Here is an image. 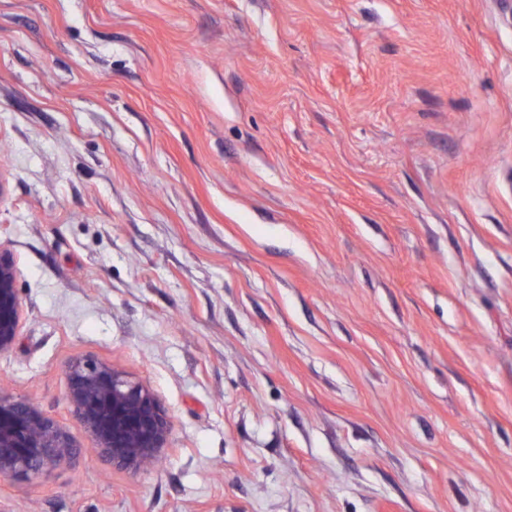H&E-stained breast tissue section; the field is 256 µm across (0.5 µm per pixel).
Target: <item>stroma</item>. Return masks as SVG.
I'll return each mask as SVG.
<instances>
[{"instance_id":"35a3bbf8","label":"stroma","mask_w":512,"mask_h":512,"mask_svg":"<svg viewBox=\"0 0 512 512\" xmlns=\"http://www.w3.org/2000/svg\"><path fill=\"white\" fill-rule=\"evenodd\" d=\"M512 0H0V512H512ZM92 356L168 411L115 470ZM17 264L11 249L0 242V355L10 352L19 336L23 305L16 287ZM67 372L65 400L112 468H146L168 448L171 418L149 385L93 357ZM64 427L32 398L0 389V479L27 480L81 454Z\"/></svg>"}]
</instances>
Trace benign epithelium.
I'll list each match as a JSON object with an SVG mask.
<instances>
[{
    "instance_id": "benign-epithelium-1",
    "label": "benign epithelium",
    "mask_w": 512,
    "mask_h": 512,
    "mask_svg": "<svg viewBox=\"0 0 512 512\" xmlns=\"http://www.w3.org/2000/svg\"><path fill=\"white\" fill-rule=\"evenodd\" d=\"M16 280L14 254L1 241L0 355L13 349L22 326ZM67 372L65 400L92 438V452L112 467L130 471L143 469L162 455L171 418L149 385L93 357L74 360ZM81 452L34 399L0 390L1 480L36 478Z\"/></svg>"
}]
</instances>
